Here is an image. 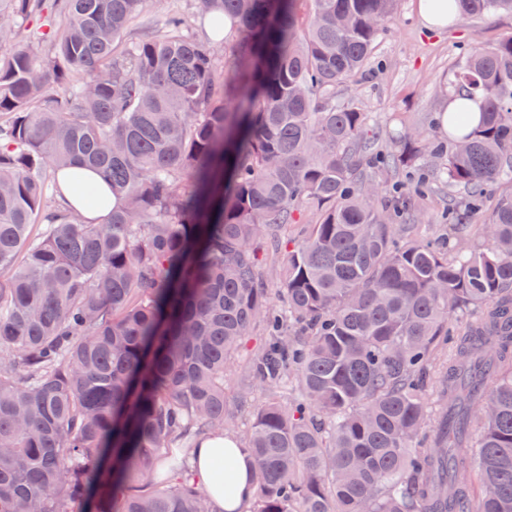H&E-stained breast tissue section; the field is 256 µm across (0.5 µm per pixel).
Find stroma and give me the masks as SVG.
<instances>
[{
	"instance_id": "35a3bbf8",
	"label": "stroma",
	"mask_w": 512,
	"mask_h": 512,
	"mask_svg": "<svg viewBox=\"0 0 512 512\" xmlns=\"http://www.w3.org/2000/svg\"><path fill=\"white\" fill-rule=\"evenodd\" d=\"M419 0H400L398 15L379 40L365 76L338 85L335 96L367 112L382 140L405 127L428 129L442 103L461 49L512 36V14L470 16L445 30H424Z\"/></svg>"
}]
</instances>
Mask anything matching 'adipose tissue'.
I'll list each match as a JSON object with an SVG mask.
<instances>
[{"mask_svg": "<svg viewBox=\"0 0 512 512\" xmlns=\"http://www.w3.org/2000/svg\"><path fill=\"white\" fill-rule=\"evenodd\" d=\"M227 456L231 470L227 484L215 481L211 461L216 455ZM253 461L232 437L205 435L190 455V469L198 485L209 494L216 512H242L244 505L254 496Z\"/></svg>", "mask_w": 512, "mask_h": 512, "instance_id": "obj_1", "label": "adipose tissue"}]
</instances>
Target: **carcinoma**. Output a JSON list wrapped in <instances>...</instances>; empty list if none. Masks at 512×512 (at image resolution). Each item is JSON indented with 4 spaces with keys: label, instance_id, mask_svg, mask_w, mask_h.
Listing matches in <instances>:
<instances>
[{
    "label": "carcinoma",
    "instance_id": "obj_1",
    "mask_svg": "<svg viewBox=\"0 0 512 512\" xmlns=\"http://www.w3.org/2000/svg\"><path fill=\"white\" fill-rule=\"evenodd\" d=\"M146 2L0 0V512H212L190 448L243 413L246 512H512V37L453 72L480 121L439 112L383 151L332 93L399 0H199L213 41L177 14L131 35ZM428 166L466 193L451 229L492 200L478 238L419 235L432 184L388 176ZM74 168L118 200L107 223L60 203ZM303 207L276 306L257 243ZM261 323L242 386L275 398L248 411L225 375Z\"/></svg>",
    "mask_w": 512,
    "mask_h": 512
}]
</instances>
